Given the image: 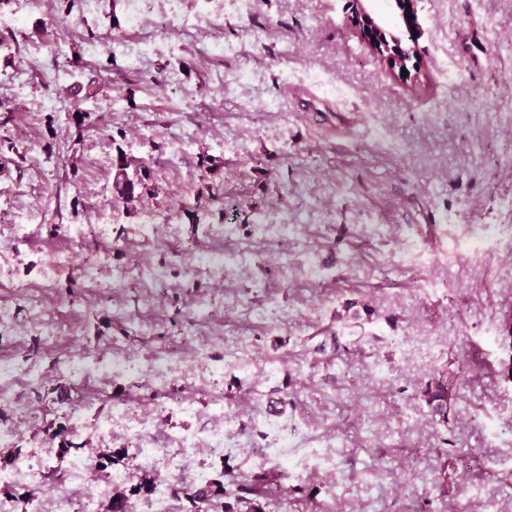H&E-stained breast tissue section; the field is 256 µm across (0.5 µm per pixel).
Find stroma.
I'll use <instances>...</instances> for the list:
<instances>
[{"mask_svg":"<svg viewBox=\"0 0 512 512\" xmlns=\"http://www.w3.org/2000/svg\"><path fill=\"white\" fill-rule=\"evenodd\" d=\"M414 7L406 78L355 0H143L137 25L130 0H0V234H21L0 249V428L29 422L0 472L42 443L61 496L111 452L133 512L161 482L187 512L198 471L281 483L258 512H512V0ZM219 258L226 281L189 270ZM113 354L109 380L59 376ZM437 372L444 422L420 396ZM116 404L166 463L92 434ZM225 417L235 447L180 453ZM282 434L327 471L286 478Z\"/></svg>","mask_w":512,"mask_h":512,"instance_id":"obj_1","label":"stroma"}]
</instances>
